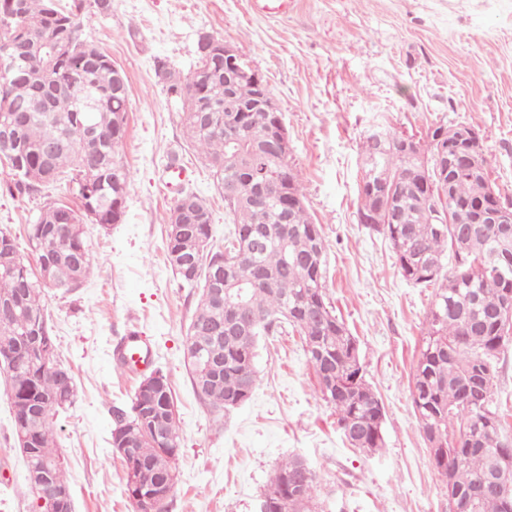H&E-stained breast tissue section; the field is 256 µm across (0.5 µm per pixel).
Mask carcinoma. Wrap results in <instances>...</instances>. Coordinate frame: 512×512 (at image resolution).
I'll list each match as a JSON object with an SVG mask.
<instances>
[{
  "instance_id": "obj_1",
  "label": "carcinoma",
  "mask_w": 512,
  "mask_h": 512,
  "mask_svg": "<svg viewBox=\"0 0 512 512\" xmlns=\"http://www.w3.org/2000/svg\"><path fill=\"white\" fill-rule=\"evenodd\" d=\"M82 0L61 5L60 0H0V123L13 114L26 115L25 123L0 138V160L8 165L10 194L30 193L70 177L79 207L47 205L27 225L29 246L40 259L54 258L52 286L33 274L21 259L15 239L0 232V244L13 255V265H0V302H19L15 314L0 318V349H20L35 329L45 327L55 344L43 303L50 288L67 293L73 280L82 286L92 270L84 224L92 214L104 217L112 205L125 202L131 174L121 150L130 109L127 77L114 76L112 58L82 37ZM195 67L209 70L208 82L197 84L174 74L160 61L157 71L167 94L177 102L191 101L200 110L184 113L186 136L201 150L219 189L237 184L243 193L224 200L230 224L224 250H212V211L201 202V216L172 228L175 212L166 217V250L170 268L182 288H197L200 297L188 328V347L214 351L222 364L207 377L187 364L197 396L215 409L248 402L254 388L243 386V376L256 374V348L262 336L297 329L307 346L318 397L334 408L341 432L350 428L353 447L373 452L383 447L384 407L365 381L358 342L326 297L325 241L321 225L307 213L305 193L288 164V156L269 149L276 123L268 112H230L224 104V57L208 61L196 56ZM240 122L239 136L231 142L225 127ZM381 147L367 137L363 158L380 157V179L366 183L362 203L370 207L371 184L395 188L393 210L399 220L369 224L392 245L400 275L415 285L439 284L427 316V332L417 361L411 391L415 416L422 432L436 429L444 448L430 452L436 469L449 476L448 496L473 498L469 512H512V477L498 476L512 459L501 416L493 405L502 348L512 340L492 321L512 292V238L502 225L479 223L478 209H491L498 191L480 140L464 141L459 152L472 156L476 168L448 177L436 171L433 159L448 144V128L436 127L426 144L402 147L405 136L388 133ZM271 180L261 201L251 199L253 178ZM72 212L76 223H58V209ZM194 255L205 268L224 267V281L244 290L245 306L237 322L229 323L226 297L206 291L205 280L191 284L180 278L176 258ZM452 256L454 271L443 276L444 259ZM55 360L34 365L21 358L13 376L29 399L50 397L64 389ZM156 401L143 409L138 397L127 406H112V431L135 422L133 447L141 461L125 471L126 491L147 492L161 473L173 468L180 448L173 394L160 374ZM143 413H138V409ZM53 413L30 417L39 448L57 454ZM164 422L165 433L155 436L152 424ZM320 482L317 473L298 457L275 470L261 502L263 512H317Z\"/></svg>"
}]
</instances>
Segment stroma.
I'll list each match as a JSON object with an SVG mask.
<instances>
[{
    "label": "stroma",
    "instance_id": "obj_1",
    "mask_svg": "<svg viewBox=\"0 0 512 512\" xmlns=\"http://www.w3.org/2000/svg\"><path fill=\"white\" fill-rule=\"evenodd\" d=\"M83 23L84 38L128 79L122 157L133 179L121 223L85 226L88 280L45 298L58 358L75 384L73 404L54 416L74 512H133L109 444V410L129 404L142 378L112 364L114 342L133 328L173 392L181 446L168 512H259L265 485L291 456L318 474L324 512H448V481L431 461L411 398L434 290L406 281L390 242L359 222L362 145L379 124L424 141L440 125L472 126L492 182L512 202V0H293L285 17L259 14L253 0H111L106 13L87 8ZM202 31L244 49L282 111L288 163L323 230L326 292L384 406L378 452L347 443L316 394L298 333L260 340L244 405L217 412L192 389L185 353L199 293L180 287L166 259L164 219L178 197L166 186L171 155L188 171L185 188L212 209L213 248L224 245L228 216L155 62L188 74ZM50 202L78 200L65 180L24 196L0 193V231L31 266L26 227ZM0 512H38L1 372Z\"/></svg>",
    "mask_w": 512,
    "mask_h": 512
}]
</instances>
